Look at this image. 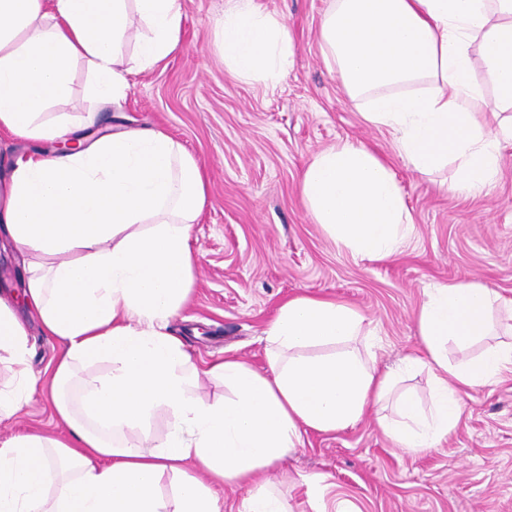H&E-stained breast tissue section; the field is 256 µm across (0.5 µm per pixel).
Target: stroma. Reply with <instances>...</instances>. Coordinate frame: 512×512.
Here are the masks:
<instances>
[{"mask_svg": "<svg viewBox=\"0 0 512 512\" xmlns=\"http://www.w3.org/2000/svg\"><path fill=\"white\" fill-rule=\"evenodd\" d=\"M225 0H182V50L165 64L131 72L124 101L103 108L85 92L86 71L75 65L64 112L105 111L115 129L159 128L201 165L209 202L192 230L196 263L190 297L170 329L198 367L238 358L268 367L265 332L288 299L316 294L344 301L365 318L368 349L381 370L422 353L417 315L426 288L478 282L512 298V143L500 171L473 193L454 191L456 162L417 172L392 131L368 123L364 102L346 92L322 57L319 30L329 0H257L282 19L293 42L287 74L263 84L232 77L215 44ZM352 140L393 171L411 215L404 244L389 259L360 257L338 247L300 195L302 173L318 152ZM31 365L39 381L27 403L0 417V442L27 433L69 436L54 408L64 400L84 418L91 384L112 375V364L75 363L50 395L60 345L32 329ZM512 345V309L498 306L489 331L469 348L449 347L458 363ZM412 393L432 403V375H403L383 404ZM305 445L265 472L290 512H314L300 484L325 478L326 512H512V373L460 395V421L422 452L406 450L375 415L336 432L306 431Z\"/></svg>", "mask_w": 512, "mask_h": 512, "instance_id": "stroma-1", "label": "stroma"}]
</instances>
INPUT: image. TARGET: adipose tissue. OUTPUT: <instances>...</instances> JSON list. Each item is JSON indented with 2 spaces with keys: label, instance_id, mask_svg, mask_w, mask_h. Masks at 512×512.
<instances>
[{
  "label": "adipose tissue",
  "instance_id": "ef3b65f1",
  "mask_svg": "<svg viewBox=\"0 0 512 512\" xmlns=\"http://www.w3.org/2000/svg\"><path fill=\"white\" fill-rule=\"evenodd\" d=\"M182 19L181 0H0V128L50 143L87 127L79 116L46 114L68 99L73 64H86L99 103H118L131 69L179 52ZM141 22L149 34L126 59L121 45ZM320 36L326 63L365 99V119L391 129L414 170L458 160L462 192L495 177L500 145L512 141L501 117L512 108V0H330ZM217 38L240 79L273 81L288 71V28L254 0H226ZM475 52L494 96L473 79ZM300 189L336 244L371 260L402 245L411 221L404 197L364 147L344 141L316 154ZM208 198L196 159L160 129L106 133L68 154L36 152L0 174V237L23 255L25 272L22 303L0 295V364L14 377L0 388V415L17 412L37 382L33 320L61 344L52 384L64 383L74 362L115 363L90 391L89 416L113 429L161 408L171 423L163 441L118 447L55 400L71 438L31 433L0 444V512H220L214 481L248 486L240 512H288L262 472L301 447L305 430L335 432L380 412L393 376L351 349L363 316L313 295L280 307L266 332L268 372L228 357L207 373L223 378L229 397L209 404L193 394L200 371L168 323L191 292V232ZM425 296L417 317L424 353L405 363L430 369L433 408L423 415L403 397L402 421L387 429L412 452L457 427L461 391L512 372V346L458 365L445 353L448 342L483 332L499 293L445 283ZM54 468L61 476L50 498ZM166 472L180 478L169 503L156 490Z\"/></svg>",
  "mask_w": 512,
  "mask_h": 512
}]
</instances>
